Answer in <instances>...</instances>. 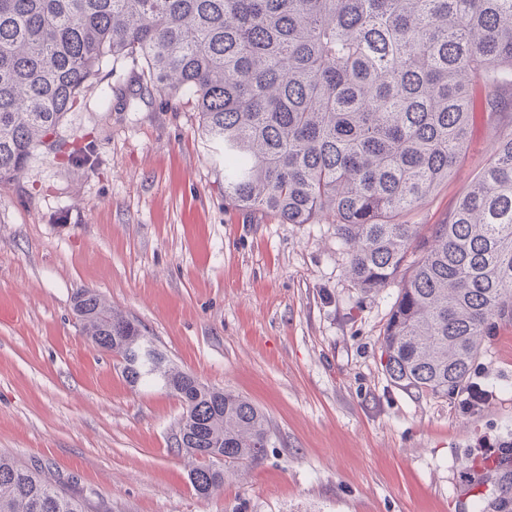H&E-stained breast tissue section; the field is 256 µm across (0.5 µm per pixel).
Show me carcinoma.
<instances>
[{
    "mask_svg": "<svg viewBox=\"0 0 512 512\" xmlns=\"http://www.w3.org/2000/svg\"><path fill=\"white\" fill-rule=\"evenodd\" d=\"M118 60L199 114L224 201L282 224L330 218L354 284L397 286L381 338L391 379L437 396L467 383L495 320L512 321V129L443 223L408 217L466 153L472 87L506 107L512 0H0V182ZM74 312L131 386L181 402L197 495L224 488V465L264 459L253 403L171 367L97 291ZM0 512L91 509L0 454Z\"/></svg>",
    "mask_w": 512,
    "mask_h": 512,
    "instance_id": "obj_1",
    "label": "carcinoma"
}]
</instances>
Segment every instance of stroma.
<instances>
[{
	"instance_id": "35a3bbf8",
	"label": "stroma",
	"mask_w": 512,
	"mask_h": 512,
	"mask_svg": "<svg viewBox=\"0 0 512 512\" xmlns=\"http://www.w3.org/2000/svg\"><path fill=\"white\" fill-rule=\"evenodd\" d=\"M104 68L57 139L0 182V452L47 468L96 512H512V322L496 321L470 383L392 382L380 338L396 288L364 292L329 221L282 224L224 201V167L196 112ZM466 155L413 216L438 224L490 160L501 128L473 90ZM90 288L140 323L174 366L267 415L257 465L199 497L175 445L176 397L134 388L72 311ZM475 447L476 448L472 450V455L486 462H497V460L501 458L510 457L512 455L511 442L491 441V439L486 436L480 437Z\"/></svg>"
}]
</instances>
